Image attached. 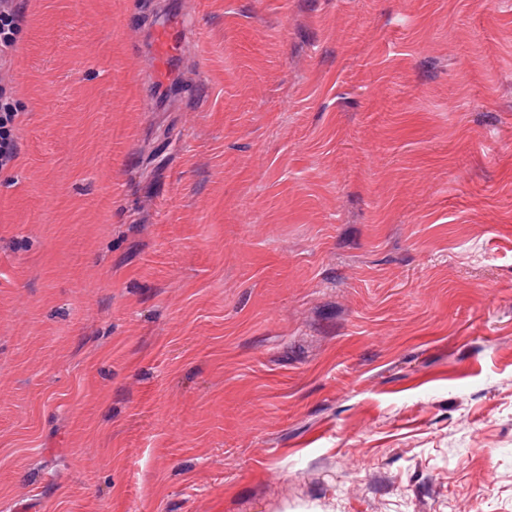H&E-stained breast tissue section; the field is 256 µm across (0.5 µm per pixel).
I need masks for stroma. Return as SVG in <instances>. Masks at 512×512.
<instances>
[{"instance_id": "35a3bbf8", "label": "stroma", "mask_w": 512, "mask_h": 512, "mask_svg": "<svg viewBox=\"0 0 512 512\" xmlns=\"http://www.w3.org/2000/svg\"><path fill=\"white\" fill-rule=\"evenodd\" d=\"M12 74L0 512H512V0H27ZM187 39L184 19L175 12L161 13L151 23L146 53L150 61L149 79L157 93L168 92L176 84L179 60Z\"/></svg>"}]
</instances>
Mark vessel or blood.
<instances>
[{"label":"vessel or blood","instance_id":"b4317fda","mask_svg":"<svg viewBox=\"0 0 512 512\" xmlns=\"http://www.w3.org/2000/svg\"><path fill=\"white\" fill-rule=\"evenodd\" d=\"M187 38V26L179 14L164 12L153 20L146 42L152 87L170 88L176 84Z\"/></svg>","mask_w":512,"mask_h":512}]
</instances>
